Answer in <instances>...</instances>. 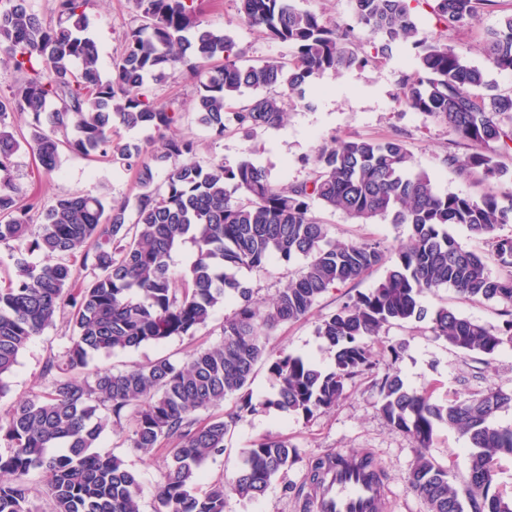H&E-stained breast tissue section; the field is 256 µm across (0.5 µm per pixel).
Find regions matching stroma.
Instances as JSON below:
<instances>
[{"label":"stroma","instance_id":"obj_1","mask_svg":"<svg viewBox=\"0 0 512 512\" xmlns=\"http://www.w3.org/2000/svg\"><path fill=\"white\" fill-rule=\"evenodd\" d=\"M511 13L512 0H497L495 6L481 12L471 27L457 32L445 30L425 5H417L413 16L422 42H445L455 46L473 65L486 71L492 91L506 92L512 90V73L492 68L483 46L486 29L495 27L503 16ZM87 15L89 30L101 50V76L111 78L112 59L120 52L127 30L136 25V14L130 0H92ZM201 19L211 28L227 31L243 50L247 63L291 56L288 44L268 39L241 22L235 0H204ZM416 53L412 43H400L379 64L325 71L306 87L304 100L289 106L285 126L251 135L231 131L221 139L194 120V79L178 75L149 83L148 88L157 100L174 103L182 112L179 131L194 141L197 161L233 165L248 158L262 166L271 182L279 187L308 177L309 159L315 148L336 139L361 136L404 140L413 155L415 168L428 172L439 192L478 198L511 191L512 174L500 179L487 178L478 171L463 172L444 165L445 154L465 157L471 151L470 145L447 125L409 110L401 103L399 80L402 74L414 69ZM13 179L23 192L39 199L45 207L73 193H91L110 201H121L134 197L137 192L133 172L107 162H93L73 152L65 153L59 169L47 175L38 170L28 148H20L13 158ZM320 216L329 224L330 235L336 241L367 239L394 248L408 237L406 226L386 220L358 224L330 210L321 211ZM303 265L300 258L288 264L275 261L264 271L244 270L239 277L252 288L257 301L265 305L287 283L289 273L300 270ZM383 275V270L377 269L357 282L327 292L306 319L279 326L269 340L270 348L287 350L310 358L322 369H331L333 357L315 334L318 319L335 311L348 297L368 292ZM421 303L430 310L448 305L464 317L492 327L502 326L504 320L501 304L461 300L456 290L448 286L424 294ZM235 308L230 300L216 307L210 321L199 328L194 337L174 336L124 352L100 354L91 358L89 368L93 371L123 369L160 357L186 358L195 349L222 341L224 319L232 315ZM69 335L65 319H58L54 327L45 330L21 352L7 378L9 390L5 396H0V415L17 400L47 388L44 366L47 360L62 357L69 345ZM394 346L399 349L395 357L390 354ZM373 347L377 358L382 363L393 364L408 387L431 390L437 402L488 387L512 391V347L509 346L492 357L466 356L433 336L429 321L423 320L384 327ZM374 401L375 395L368 383L356 380L348 384L346 397L336 407L318 412L312 419L264 410L237 421L226 441L224 455L203 465L206 481L231 478L242 451L252 441L269 434L288 439L297 450L298 460L273 479L259 500L248 502L228 496L224 512H305L303 485L308 460L362 449L371 452L377 468L386 477L384 512H429L425 500L412 493L406 483L415 456L414 443L408 435L385 423ZM102 447L138 474L143 510L155 512L156 488L164 472V451L131 447L116 427L104 433ZM469 448L468 441L455 431L442 429L436 435L430 453L447 466L448 481L452 485L461 484L467 475Z\"/></svg>","mask_w":512,"mask_h":512}]
</instances>
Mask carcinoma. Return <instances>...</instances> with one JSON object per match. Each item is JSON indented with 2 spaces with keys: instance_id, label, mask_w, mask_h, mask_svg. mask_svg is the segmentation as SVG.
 <instances>
[{
  "instance_id": "obj_1",
  "label": "carcinoma",
  "mask_w": 512,
  "mask_h": 512,
  "mask_svg": "<svg viewBox=\"0 0 512 512\" xmlns=\"http://www.w3.org/2000/svg\"><path fill=\"white\" fill-rule=\"evenodd\" d=\"M446 29L469 27L495 0H423ZM90 0H55L56 24L45 23L29 0H0V52L15 76L0 94V244L13 243L9 279L0 288V395L19 353L58 317L67 319L70 345L45 365L46 391L15 402L0 416V512H39L31 477L42 476L50 512H141L140 480L114 454L101 450L111 425L127 423L133 448L167 452L156 512H224L227 493L261 498L272 479L294 464L288 440L267 436L241 454L228 485L200 486L201 469L224 455L232 424L260 410L312 419L346 395L348 383L367 380L385 422L409 435L416 453L409 489L429 512H512V496L491 491L493 464L512 457V426L497 414L512 408V392L489 387L442 404L426 390H412L393 368L379 371L370 341L385 326L429 320L434 335L469 355L492 357L512 345V236L497 230L512 223V203L437 192L430 175L413 169L405 142L348 137L317 149L310 178L274 187L265 169L249 159L234 166L188 160L194 142L177 134L182 113L146 93L151 80L188 72L197 78L195 111L218 138L228 131L255 133L283 125L288 102L327 70L374 62L360 54L355 29L384 39L381 52L400 42L421 48L414 71L401 77L403 102L451 128L473 147L464 160L442 162L487 178L509 171L512 156V91L479 98L486 72L447 43L416 39L408 0H352L353 24L338 25L300 10L294 0H237L247 24L294 50L288 60L241 63L231 35L203 24L197 0H133L139 24L125 36L102 78L97 42L88 33ZM484 52L499 71L512 72V14L487 30ZM31 116L27 129L6 123ZM149 131L143 148L125 142L118 127ZM27 146L45 173L56 171L64 150L119 164L134 172V200L109 204L90 194H70L42 211L11 178L14 155ZM167 165L164 185L156 165ZM320 206L359 224L388 219L409 236L389 251L371 241L339 242L314 213ZM459 224L488 245L462 246L448 226ZM186 240L196 247L189 271L175 276L173 251ZM37 250L42 262L24 252ZM306 264L262 307L242 283L241 269L262 271L272 261ZM495 263L502 270L491 273ZM385 268L379 283L348 297L321 318L316 335L333 354L323 370L302 356L269 348L280 324L305 318L329 290ZM442 285L468 300L496 301L509 319L498 328L445 305L428 311L420 297ZM234 299L223 341L182 361L159 358L126 369L87 371L88 361L172 336H193L216 305ZM278 382L259 399L250 384L258 364ZM237 397L223 417L200 413ZM471 445L467 479L454 488L448 469L428 454L439 427ZM384 474L367 452L328 455L307 463L306 506H316L324 473Z\"/></svg>"
}]
</instances>
